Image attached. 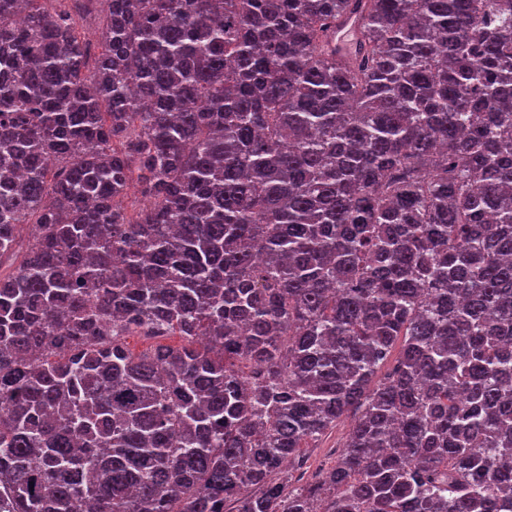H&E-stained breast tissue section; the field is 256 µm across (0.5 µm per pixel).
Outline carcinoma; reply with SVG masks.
I'll return each instance as SVG.
<instances>
[{
	"instance_id": "1",
	"label": "carcinoma",
	"mask_w": 512,
	"mask_h": 512,
	"mask_svg": "<svg viewBox=\"0 0 512 512\" xmlns=\"http://www.w3.org/2000/svg\"><path fill=\"white\" fill-rule=\"evenodd\" d=\"M95 8L0 0V507L512 512V0ZM181 338L179 336H166V337H158V338H146L144 336H128L126 339L127 347L134 354H141L151 347L157 344H168V345H179L181 344ZM349 421L340 422L336 428L327 432L316 442H311L309 448H306L308 457V476H311L316 470L328 469L336 463V453L345 434L348 431Z\"/></svg>"
}]
</instances>
